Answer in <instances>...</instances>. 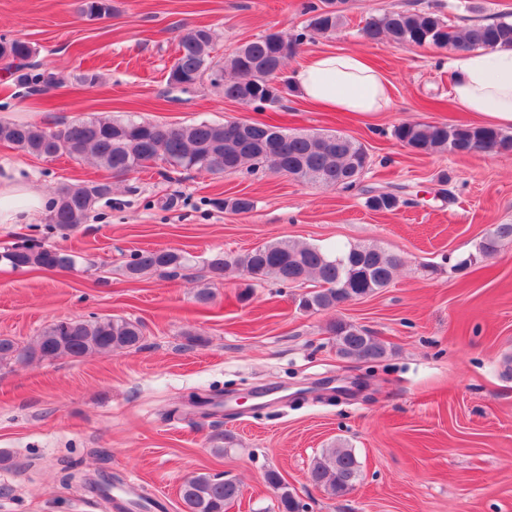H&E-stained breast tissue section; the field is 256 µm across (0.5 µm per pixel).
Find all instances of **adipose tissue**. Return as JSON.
<instances>
[{
	"label": "adipose tissue",
	"instance_id": "1",
	"mask_svg": "<svg viewBox=\"0 0 512 512\" xmlns=\"http://www.w3.org/2000/svg\"><path fill=\"white\" fill-rule=\"evenodd\" d=\"M452 103L489 125L512 129V49L477 50L448 57ZM300 94L335 112L368 114L392 108L387 77L359 51L313 54L292 73ZM50 196L11 166L0 168V224H29L49 209Z\"/></svg>",
	"mask_w": 512,
	"mask_h": 512
}]
</instances>
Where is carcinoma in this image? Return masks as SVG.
I'll return each instance as SVG.
<instances>
[{
  "instance_id": "obj_1",
  "label": "carcinoma",
  "mask_w": 512,
  "mask_h": 512,
  "mask_svg": "<svg viewBox=\"0 0 512 512\" xmlns=\"http://www.w3.org/2000/svg\"><path fill=\"white\" fill-rule=\"evenodd\" d=\"M338 0L310 2L304 6L310 14L304 30L296 33L263 34L231 54L216 59L213 55L214 32L207 26H194L178 36L177 57L167 74L174 88L188 89L208 79L222 89L224 97L238 103L258 106L270 102L280 105L289 90L287 77L280 86L267 85L265 76L274 66L286 69L288 59L308 38L331 36L343 25V15L333 8ZM83 11L93 19L112 14V0H86ZM371 42L388 41L398 45L439 47L463 50L512 48V19L502 17L488 23H475L461 31L450 26L435 10L387 11L371 18L363 28ZM36 50L27 41L0 39V58L14 67L15 82L35 90L39 85L53 86L58 78L52 73H33ZM222 75V82L212 75ZM240 122L198 123L166 126L132 118H97L69 124L62 130L48 131L35 123L0 122V142L23 152L44 158L66 154L72 158H92L115 177L126 176L150 167L158 161L175 173L205 172L213 175L242 172L251 175L268 170L283 173L296 181L346 190L360 180L368 166V154L361 143L344 134L290 133L260 121H250L244 131ZM393 136L417 154L465 155L473 152L512 153V136L499 129L472 124L442 122L401 123ZM109 183H73L58 188L50 214V225L59 231L78 228L95 204L109 196ZM224 209L249 214L255 200L240 194L220 201ZM367 207L374 211L394 212L410 204L385 191L370 196ZM512 240V224H497L479 243L480 253L490 256L502 243ZM15 268L70 269L74 256L59 249L23 243L0 255ZM190 259L175 250H143L126 265V273L138 278L147 273L173 274L185 268ZM206 266L215 279L229 270H237L256 282L284 283L313 280L319 289L309 292L301 306L306 310L334 309L339 303L361 299L392 281L400 266L397 255L371 244H350L334 250L291 241L270 242L243 254H212ZM330 331L336 337L339 356L381 361L385 346L364 329L341 319L333 321ZM140 326L122 317L94 321H59L46 328L31 347L18 349L16 342L0 336V366L32 359H77L87 355L141 346ZM359 476V463L350 448H330L314 460L309 481L332 496L352 489ZM79 479L84 491L112 502V475L98 473L94 479L69 472L63 482ZM266 482L278 493L279 512H299V500L275 471L266 473ZM240 495L232 480L206 474L184 482L179 496L183 512H224Z\"/></svg>"
}]
</instances>
